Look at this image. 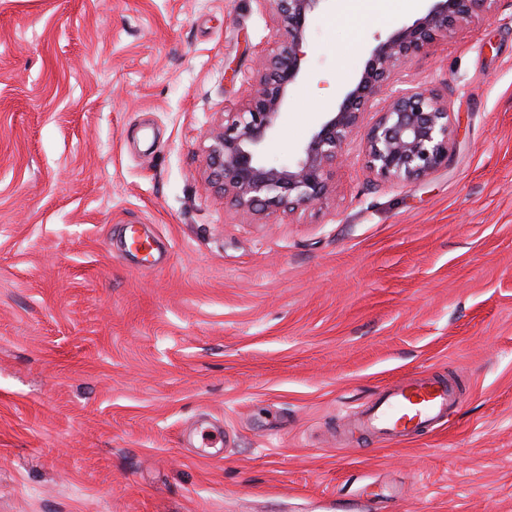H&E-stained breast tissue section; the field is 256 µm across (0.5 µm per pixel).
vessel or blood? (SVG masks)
<instances>
[{"mask_svg": "<svg viewBox=\"0 0 512 512\" xmlns=\"http://www.w3.org/2000/svg\"><path fill=\"white\" fill-rule=\"evenodd\" d=\"M457 398L451 383L429 377L405 378L386 386L365 405L355 426L380 444H400L420 430L442 427Z\"/></svg>", "mask_w": 512, "mask_h": 512, "instance_id": "obj_1", "label": "vessel or blood"}]
</instances>
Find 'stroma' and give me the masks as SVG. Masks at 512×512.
I'll return each instance as SVG.
<instances>
[{
  "mask_svg": "<svg viewBox=\"0 0 512 512\" xmlns=\"http://www.w3.org/2000/svg\"><path fill=\"white\" fill-rule=\"evenodd\" d=\"M420 14L315 11L267 162ZM282 37L270 0H0V512H512V0L400 74L448 167L243 224L207 133ZM410 376L457 382L445 428L351 435Z\"/></svg>",
  "mask_w": 512,
  "mask_h": 512,
  "instance_id": "1",
  "label": "stroma"
}]
</instances>
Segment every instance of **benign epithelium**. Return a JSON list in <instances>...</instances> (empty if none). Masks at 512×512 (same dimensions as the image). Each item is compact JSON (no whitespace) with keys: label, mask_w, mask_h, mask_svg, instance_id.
Returning a JSON list of instances; mask_svg holds the SVG:
<instances>
[{"label":"benign epithelium","mask_w":512,"mask_h":512,"mask_svg":"<svg viewBox=\"0 0 512 512\" xmlns=\"http://www.w3.org/2000/svg\"><path fill=\"white\" fill-rule=\"evenodd\" d=\"M284 30L276 51L255 69L257 88L240 112L208 135L211 179L224 187L239 216L273 208L307 207L331 191L330 172L352 160L349 145L364 113L377 117L364 133L359 151L365 168L378 180H421L448 167L454 144V113L438 90L402 86L396 79L413 57L448 38V31L476 19L489 20L497 0H421L422 15L376 38L361 75L343 90L339 103L324 112L291 164L269 165L266 148L277 131L280 113L304 76L309 16L322 0H271Z\"/></svg>","instance_id":"benign-epithelium-1"}]
</instances>
